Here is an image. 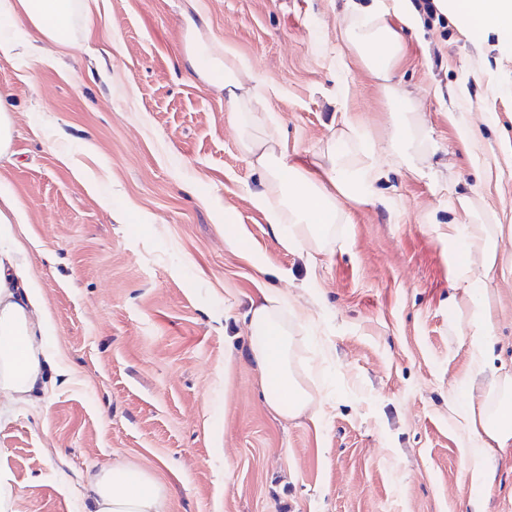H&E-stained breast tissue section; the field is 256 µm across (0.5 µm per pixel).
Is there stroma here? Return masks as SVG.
<instances>
[{
    "instance_id": "35a3bbf8",
    "label": "stroma",
    "mask_w": 512,
    "mask_h": 512,
    "mask_svg": "<svg viewBox=\"0 0 512 512\" xmlns=\"http://www.w3.org/2000/svg\"><path fill=\"white\" fill-rule=\"evenodd\" d=\"M343 0H92L66 46L0 56L14 136L0 197L23 215L16 255L51 313L46 392L0 419L15 512H86L122 462L163 486L166 512H512V447L475 490L460 412L512 369V275L474 376L471 319L448 279L456 220L475 198L512 225V55L422 16L397 73L437 149L394 164L391 107L357 63L336 75ZM274 87L264 110L291 162L312 167L344 118L386 175L350 207L344 239L284 250L256 204L220 76L188 61L187 19ZM460 124L474 143L462 142ZM288 292L307 322L297 372L318 419L287 418L250 354L248 312Z\"/></svg>"
}]
</instances>
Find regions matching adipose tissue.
Here are the masks:
<instances>
[{"mask_svg":"<svg viewBox=\"0 0 512 512\" xmlns=\"http://www.w3.org/2000/svg\"><path fill=\"white\" fill-rule=\"evenodd\" d=\"M83 0H0V16L24 17L42 40L68 43ZM438 10L453 18L470 38L494 31L505 50H512V0H437ZM411 0H345L337 17L343 52L338 69L355 59L376 80L392 105L388 142L393 154L405 164L427 156L430 146L418 118L417 98L395 79L403 58L402 28L419 24ZM194 65L220 73L224 97L231 106L238 147L252 166L264 175L266 190L256 203L270 223L287 225L279 242L287 250L319 254L335 245L338 225L347 223L349 205L369 201L382 168L375 159L363 127L345 120L338 131L345 151L327 150L317 168L291 163L278 150L274 137L263 130L262 105L271 84L253 72L248 61L233 49L213 54L199 40L190 46ZM451 207L457 223L449 225V238H462L468 258H448V276L472 286L468 300L472 320L471 363L482 373L493 337V313L489 286L504 273L501 256L502 227L487 223L478 214L473 198L456 197ZM299 318L287 293L267 291L249 312L252 357L272 375L279 390L270 399L288 417L315 408V396L301 383L294 362ZM51 322L41 291L34 279L14 261L10 251L0 250V417L26 404L43 383L47 353L40 342ZM490 399L477 408L465 409L462 417L476 442L470 455L475 465L471 481L486 486L494 473L486 458L498 448L512 446V375L492 378ZM165 491L148 473H134L121 464L97 473L91 483L89 512H165Z\"/></svg>","mask_w":512,"mask_h":512,"instance_id":"ef3b65f1","label":"adipose tissue"}]
</instances>
